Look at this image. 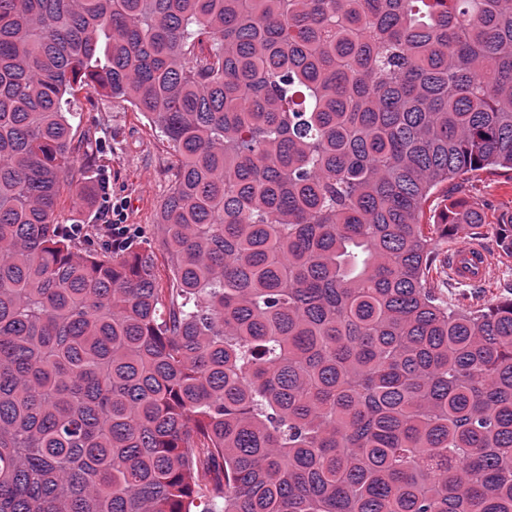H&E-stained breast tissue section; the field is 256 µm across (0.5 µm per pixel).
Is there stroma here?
Returning <instances> with one entry per match:
<instances>
[{
    "label": "stroma",
    "instance_id": "stroma-1",
    "mask_svg": "<svg viewBox=\"0 0 512 512\" xmlns=\"http://www.w3.org/2000/svg\"><path fill=\"white\" fill-rule=\"evenodd\" d=\"M72 106L83 119L73 129L77 159L74 177L98 189L93 203L74 200L62 190L58 220L81 224L87 234L112 220V204L120 202L124 221L150 241L160 278H168L166 253L156 231L157 214L173 186V150L164 137L138 115L128 103L102 96L91 87L76 92ZM462 201L481 212L484 225L480 242L494 267L482 283L464 284L449 273L450 255L472 243L467 232L435 235L432 283L449 305L462 302L492 304L512 297V257L505 255L498 227L512 221V170L505 168L465 171L443 185L428 200L425 216L431 223L443 221L451 203Z\"/></svg>",
    "mask_w": 512,
    "mask_h": 512
}]
</instances>
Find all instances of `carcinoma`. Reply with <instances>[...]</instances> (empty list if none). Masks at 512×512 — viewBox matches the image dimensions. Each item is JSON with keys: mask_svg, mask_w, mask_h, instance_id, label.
Masks as SVG:
<instances>
[{"mask_svg": "<svg viewBox=\"0 0 512 512\" xmlns=\"http://www.w3.org/2000/svg\"><path fill=\"white\" fill-rule=\"evenodd\" d=\"M88 84L175 152L166 289L58 224ZM491 167L512 0H0V512H512V299L422 223Z\"/></svg>", "mask_w": 512, "mask_h": 512, "instance_id": "1", "label": "carcinoma"}]
</instances>
